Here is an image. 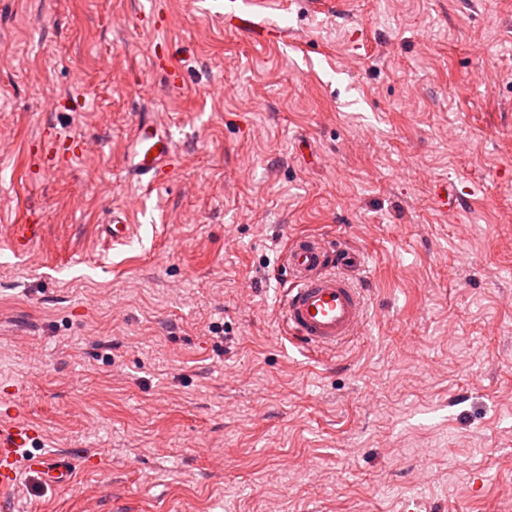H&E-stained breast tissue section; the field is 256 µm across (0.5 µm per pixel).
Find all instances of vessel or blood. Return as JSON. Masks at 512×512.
Returning a JSON list of instances; mask_svg holds the SVG:
<instances>
[{
    "label": "vessel or blood",
    "mask_w": 512,
    "mask_h": 512,
    "mask_svg": "<svg viewBox=\"0 0 512 512\" xmlns=\"http://www.w3.org/2000/svg\"><path fill=\"white\" fill-rule=\"evenodd\" d=\"M271 0H240L228 18L230 28L250 31L257 7ZM124 169L140 182H155L174 163L173 139L155 120L139 119L124 152ZM17 251H27L41 236L37 224L0 227ZM288 286L283 291L281 316L287 333L303 349L329 355L357 337L367 318V295L360 281L366 269L362 252L338 246L321 236L294 237L285 252ZM41 430L33 421L11 415L0 419V493L16 483L20 471L60 486L72 476L73 459L37 451Z\"/></svg>",
    "instance_id": "b4317fda"
}]
</instances>
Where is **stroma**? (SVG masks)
Listing matches in <instances>:
<instances>
[{
    "label": "stroma",
    "instance_id": "obj_1",
    "mask_svg": "<svg viewBox=\"0 0 512 512\" xmlns=\"http://www.w3.org/2000/svg\"><path fill=\"white\" fill-rule=\"evenodd\" d=\"M228 5L0 0V225L45 227L0 237V412L78 460L0 512H512V0H283L277 43ZM145 112L176 155L150 188ZM299 234L367 255L331 355L278 318ZM123 159L128 176L139 182L154 183L174 163L171 133L152 118L139 119L134 125ZM41 229V224H9L0 227V234L9 235L14 240L18 252H26L29 246L40 238Z\"/></svg>",
    "mask_w": 512,
    "mask_h": 512
}]
</instances>
